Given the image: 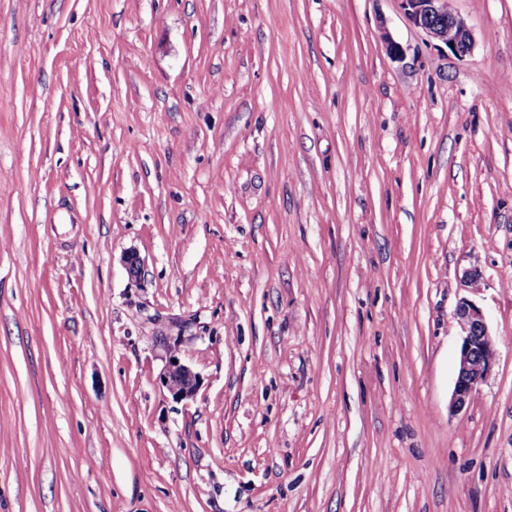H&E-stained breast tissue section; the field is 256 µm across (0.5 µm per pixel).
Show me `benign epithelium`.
Masks as SVG:
<instances>
[{
  "mask_svg": "<svg viewBox=\"0 0 512 512\" xmlns=\"http://www.w3.org/2000/svg\"><path fill=\"white\" fill-rule=\"evenodd\" d=\"M407 18L432 37L442 41L463 56L472 48V34L466 22L448 8L449 0H400ZM459 345L457 377L450 406L455 412L469 404L476 386L491 373L496 362V348L484 311L469 300H463L454 314ZM166 347V361L160 378L172 399L177 402L194 399L197 375L179 353Z\"/></svg>",
  "mask_w": 512,
  "mask_h": 512,
  "instance_id": "1",
  "label": "benign epithelium"
}]
</instances>
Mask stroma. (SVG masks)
Listing matches in <instances>:
<instances>
[{
	"label": "stroma",
	"mask_w": 512,
	"mask_h": 512,
	"mask_svg": "<svg viewBox=\"0 0 512 512\" xmlns=\"http://www.w3.org/2000/svg\"><path fill=\"white\" fill-rule=\"evenodd\" d=\"M448 6L0 0V512H512V0ZM407 18L432 37L442 41L459 56L472 48V34L466 22L448 8L449 0H399ZM459 345L457 377L450 406L455 412L469 404L476 386L491 373L496 348L484 311L469 300H462L454 314ZM163 344L166 347V361L160 378L161 383L177 402L194 399L198 388L197 375L184 363L170 343L163 340ZM173 359H176L177 363H174Z\"/></svg>",
	"instance_id": "1"
}]
</instances>
